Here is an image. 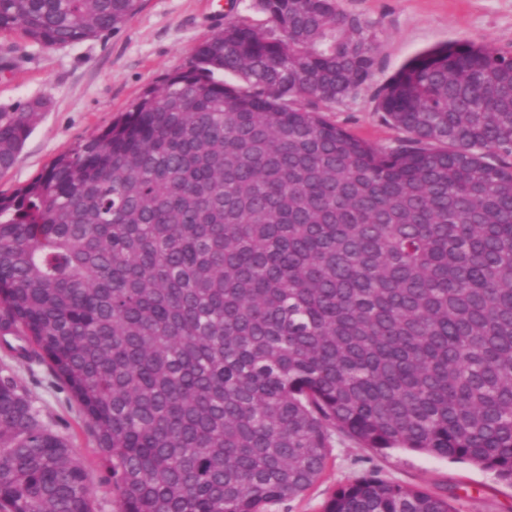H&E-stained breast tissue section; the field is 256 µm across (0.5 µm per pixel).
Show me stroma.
<instances>
[{
	"instance_id": "1",
	"label": "stroma",
	"mask_w": 512,
	"mask_h": 512,
	"mask_svg": "<svg viewBox=\"0 0 512 512\" xmlns=\"http://www.w3.org/2000/svg\"><path fill=\"white\" fill-rule=\"evenodd\" d=\"M340 6L377 23L379 64L369 83L326 117L377 147L396 146L404 133L382 120L374 91L413 56L457 40L512 52V0H341ZM233 17L257 27L266 23L252 0H142L119 30L72 46L43 49L0 32V109L36 98L49 103L13 167L0 174V194H12L55 157L110 125L147 85L183 68L194 48ZM1 368L14 375L43 420L71 443L88 472L96 512H117L112 477L96 439L45 363L20 364L0 350ZM374 470L386 480L451 497L458 512H512V486L493 472L403 449L379 455L341 436L335 437L315 484L267 512H321L336 488Z\"/></svg>"
}]
</instances>
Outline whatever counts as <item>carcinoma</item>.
I'll list each match as a JSON object with an SVG mask.
<instances>
[{
    "label": "carcinoma",
    "mask_w": 512,
    "mask_h": 512,
    "mask_svg": "<svg viewBox=\"0 0 512 512\" xmlns=\"http://www.w3.org/2000/svg\"><path fill=\"white\" fill-rule=\"evenodd\" d=\"M141 0H0L60 48ZM98 134L0 196V344L94 429L118 512H266L363 448L512 485V54L468 41L377 91L375 147L315 109L355 93L377 25L253 0ZM48 109H0V172ZM0 512H95L88 473L0 375ZM322 512H457L368 473Z\"/></svg>",
    "instance_id": "1"
}]
</instances>
